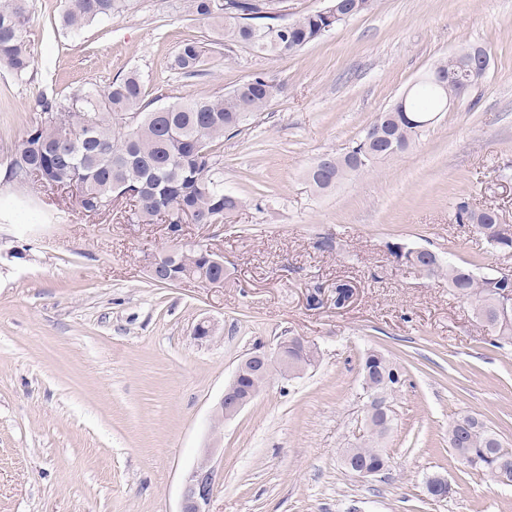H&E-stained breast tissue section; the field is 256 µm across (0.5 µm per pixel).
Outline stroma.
Listing matches in <instances>:
<instances>
[{"instance_id":"stroma-1","label":"stroma","mask_w":512,"mask_h":512,"mask_svg":"<svg viewBox=\"0 0 512 512\" xmlns=\"http://www.w3.org/2000/svg\"><path fill=\"white\" fill-rule=\"evenodd\" d=\"M183 0L131 9L73 35L64 0H34L31 69L0 66V158L38 117L39 92L103 87L136 71L152 97L219 95L255 72L280 95L225 134L231 224H131L89 217L68 190L0 179V512H179L202 456L217 473L209 512H512V486L465 468L448 424L477 415L512 446V345L495 346L472 303L399 265L391 244L427 248L478 273L512 253L457 223L468 201L512 224V0H374L321 41L282 57L224 44ZM221 42L204 72L169 63L180 42ZM483 49L484 79L369 173L316 192L314 158L342 154L439 60ZM33 207L43 224H21ZM202 242L224 285L158 286L146 256ZM352 287L344 305L336 286ZM204 318L219 325L195 339ZM281 336L314 339L320 361L273 378L234 419L212 411L240 359ZM377 349L400 367L385 473L344 464L365 429L359 367ZM448 480L447 498L428 492Z\"/></svg>"}]
</instances>
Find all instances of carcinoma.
<instances>
[{"label":"carcinoma","instance_id":"1","mask_svg":"<svg viewBox=\"0 0 512 512\" xmlns=\"http://www.w3.org/2000/svg\"><path fill=\"white\" fill-rule=\"evenodd\" d=\"M373 0H338L339 12L357 17L372 7ZM62 16L65 29L78 33L93 22H106L129 6V0H65ZM279 0H185L182 9L200 20L224 26V38L264 55H289L320 41L330 23L318 12L306 13L288 23V30L271 35L281 15ZM32 0H0V64L21 76L31 67L27 47ZM204 46L194 38L181 41L170 69L183 76L199 72ZM485 76L480 61L446 57L429 70L409 92L406 108L393 106L369 126L364 138L375 139L374 154L364 159L324 154L327 165L311 163L306 176L318 192L334 189L342 181L369 171L377 161L406 150L417 130L418 115L445 109L442 85L467 90ZM280 86L267 74L258 72L222 95L158 103L147 99L144 81L137 72L118 78L98 90L69 95L43 93L36 100L38 119L10 150L4 180L24 188L35 182L52 188L80 189L78 207L86 215L112 211L120 186L131 193L134 209L126 216L131 224L158 221L177 230L186 215L196 224H221L232 219L244 201L224 190V173L219 167L224 134L247 124L279 95ZM457 222L472 224L501 251H512V231L500 229L495 211L475 210L461 202ZM406 268L436 276L448 282L453 294L475 305L482 321L503 343H512V319L501 318L496 307L498 286L477 275L470 267L439 258L424 261L403 246L392 247ZM211 248L198 243L173 246L161 267L150 274L157 285L167 284L172 271L185 280L213 281L224 278V264L211 260ZM379 367L402 383V374L388 357L377 362L366 354L360 375ZM383 422L366 428L360 445L348 448L355 474L363 467L388 463L380 441ZM448 444L466 451L480 470L489 474L506 469L512 474V448H504L498 433L478 417H456L448 427Z\"/></svg>","mask_w":512,"mask_h":512}]
</instances>
